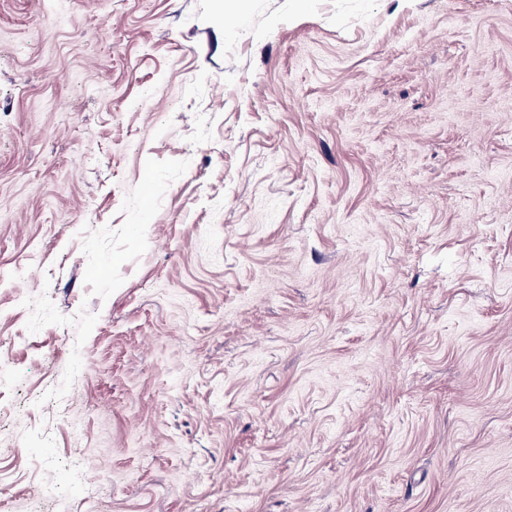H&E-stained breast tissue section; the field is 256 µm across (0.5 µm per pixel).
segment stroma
I'll list each match as a JSON object with an SVG mask.
<instances>
[{
  "instance_id": "1",
  "label": "stroma",
  "mask_w": 512,
  "mask_h": 512,
  "mask_svg": "<svg viewBox=\"0 0 512 512\" xmlns=\"http://www.w3.org/2000/svg\"><path fill=\"white\" fill-rule=\"evenodd\" d=\"M0 512H512V0H0Z\"/></svg>"
}]
</instances>
